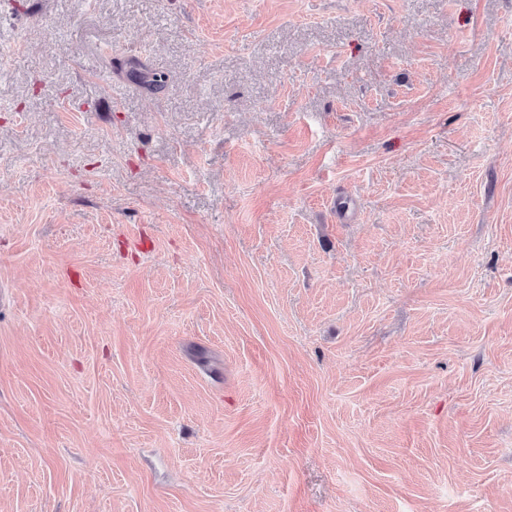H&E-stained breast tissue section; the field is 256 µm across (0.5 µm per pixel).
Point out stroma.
<instances>
[{
  "label": "stroma",
  "instance_id": "stroma-1",
  "mask_svg": "<svg viewBox=\"0 0 512 512\" xmlns=\"http://www.w3.org/2000/svg\"><path fill=\"white\" fill-rule=\"evenodd\" d=\"M0 512H512V0H0Z\"/></svg>",
  "mask_w": 512,
  "mask_h": 512
}]
</instances>
